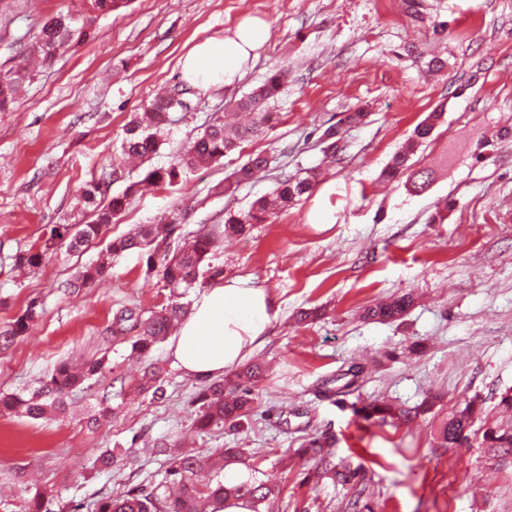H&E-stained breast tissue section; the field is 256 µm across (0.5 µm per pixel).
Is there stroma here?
Listing matches in <instances>:
<instances>
[{
  "label": "stroma",
  "mask_w": 512,
  "mask_h": 512,
  "mask_svg": "<svg viewBox=\"0 0 512 512\" xmlns=\"http://www.w3.org/2000/svg\"><path fill=\"white\" fill-rule=\"evenodd\" d=\"M423 19L402 0H129L99 17L94 36L36 67L0 112V330L28 307L27 335L0 346V393L31 396L63 363L98 360L101 371L74 389L68 410L42 419L0 414V512H94L104 497L130 488L162 489L170 465L157 442H176L199 457L243 448L248 463L228 466L236 484L275 481L276 512H512V458L487 471L488 449L471 442L441 447L430 421L395 426L357 417L356 401L414 407L430 393L441 412L477 395L490 418L512 388V141L483 147L512 126V0H421ZM82 0H0V73L22 66L46 19L79 15ZM246 18L270 38L241 79L209 90L181 76L180 60L197 42L232 34ZM447 24L445 36L433 33ZM439 52L448 69L430 74ZM276 71L288 81L273 104L272 128L207 168L132 196L104 238L59 248L40 267L18 269L16 252L40 244L57 224H85L81 201L91 178L110 173L109 193L151 169L173 164L216 118ZM182 93L189 109L168 115L161 146L136 162L122 159L129 122L162 94ZM366 107L365 124L343 127L341 160H324L322 131ZM445 114L411 162L436 170L425 192L380 178L415 126L436 108ZM271 164L258 178L232 184L253 153ZM320 169L313 192L268 223L224 239L201 267L186 301L235 278L265 289L276 315L249 355L266 371L252 409L236 427L198 431L194 420L209 381L185 373L168 341L146 362L131 359L133 334L112 332L118 310L142 316L171 294L146 255L125 252L94 285L71 289L108 239L184 214L169 241L247 210L283 175ZM452 200L444 221L437 203ZM404 292L414 307L394 323L363 319L364 308ZM319 310L302 323L298 312ZM362 364L352 385L341 376ZM165 380L163 398L139 390L146 365ZM111 415L87 420L101 407ZM328 438L336 460L364 477L340 485L316 475L300 456L306 440ZM116 461L96 465L103 450Z\"/></svg>",
  "instance_id": "obj_1"
}]
</instances>
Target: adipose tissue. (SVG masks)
Here are the masks:
<instances>
[{
  "instance_id": "ef3b65f1",
  "label": "adipose tissue",
  "mask_w": 512,
  "mask_h": 512,
  "mask_svg": "<svg viewBox=\"0 0 512 512\" xmlns=\"http://www.w3.org/2000/svg\"><path fill=\"white\" fill-rule=\"evenodd\" d=\"M269 35L265 22L250 20L234 35L197 43L182 59V76L201 89L229 82L242 73ZM273 317V302L264 289L249 286L244 279L226 281L208 289L195 304L170 344L171 353L190 375H222L264 338Z\"/></svg>"
}]
</instances>
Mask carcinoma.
Listing matches in <instances>:
<instances>
[{
	"instance_id": "obj_1",
	"label": "carcinoma",
	"mask_w": 512,
	"mask_h": 512,
	"mask_svg": "<svg viewBox=\"0 0 512 512\" xmlns=\"http://www.w3.org/2000/svg\"><path fill=\"white\" fill-rule=\"evenodd\" d=\"M86 11L78 17L58 15L49 19L41 29L36 49L41 56V64L50 66L59 51L65 47L79 45L91 36L92 26L101 14H108L119 9L127 0H85ZM26 77V71L16 70L9 74H0V112L7 110L14 100L19 84ZM286 75L281 71L270 74L263 84L250 95L235 103V111L224 113V119L205 129L184 149L177 162L166 169H155L147 173L145 180L158 185H171L181 176L192 170H198L215 163L240 148V144L260 134L277 120V113L269 111L270 102L281 93ZM172 99L160 96L145 113L132 120L126 129L122 143V155L144 158L154 154L159 148V129L169 112ZM444 109L429 113L414 129L413 134L394 153L382 171V177L389 182L405 180L407 190L414 193L426 191L434 180V173L429 169L411 171L409 161L419 146L433 133L442 118ZM320 140L324 151L334 156L343 151L338 125L326 128ZM270 165L269 158L256 153L250 155L233 175L235 182L249 181L265 172ZM319 174L311 170L303 178L285 177L277 183L267 195L257 199L244 212L227 213L223 230L215 233H200L193 245L175 253H170L167 239L176 229L177 220L166 224H142L135 232L109 241L106 258L91 264L82 270L76 281L67 284L69 288L88 287L101 280L109 269V259L132 250H148L147 267L158 271L162 279L172 289H188L195 283L200 266L215 249L219 236H241L254 224H263L279 211L287 208L297 198L312 191L318 183ZM139 183L127 186L121 195L105 198L106 176L92 179L84 191V203L92 209L93 219L87 224H57L50 236L38 247L19 251L14 255L17 268H35L41 265L45 256L56 251L61 245L78 249L100 238L107 227L125 210L128 197L138 191ZM178 299L170 301L160 310L144 319L131 309L121 310L113 318V324L122 326L133 323L137 329L132 349L140 356H147L158 341L168 336L175 324L184 319L188 307ZM415 303L411 293H404L389 300L382 301L364 310L368 319L379 321H396L401 319ZM36 316L34 307H29L19 315L10 328L0 333V342L8 343L15 337L23 335L29 323ZM100 369V363L93 362L86 369L76 372L67 364L60 365L43 388L29 398L17 395L0 397V410L3 412L19 411L32 419H40L50 410L62 412L66 407L69 391L81 384L88 376ZM262 373L261 366L249 364L235 374L232 389L224 391V385L215 383L208 386L200 396V414L196 425L201 430L213 426L241 423L248 416L251 408L250 385L257 381ZM159 371L154 368L143 372L140 387L152 392L155 397L163 396L159 384ZM441 402L434 395L414 411L394 407L384 402H362L353 406L354 412L363 420H374L381 424L396 425L411 420V414L432 412L433 407ZM483 416L482 400L479 395L464 399L436 425L437 439L443 447L459 448L470 444L471 429L475 420ZM481 444L489 448L493 457L512 456V423L507 425L494 420L481 434ZM245 454L243 448H219L210 458L180 453L171 457L167 470L168 483L179 488L175 496L160 495L155 491L133 487L117 497L102 498L97 502L96 512H221L224 501L244 499L252 512H260L259 505L268 502L281 493L277 485L267 482H246L239 485H226L214 476L205 473L217 467L224 468L230 462L238 461ZM301 455L310 456L318 461V475L342 484H351L359 477V469L336 463L331 452L324 449L317 438L309 440L301 449Z\"/></svg>"
}]
</instances>
